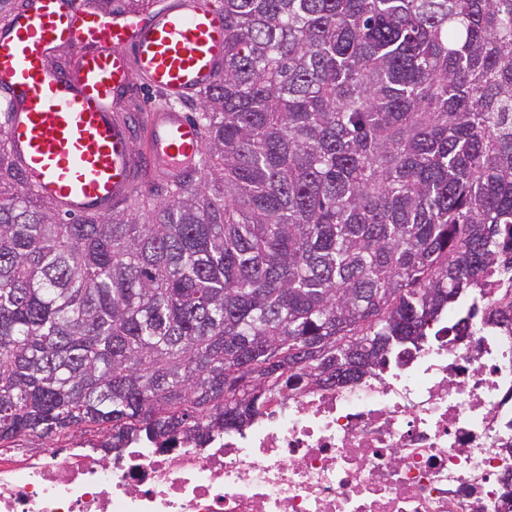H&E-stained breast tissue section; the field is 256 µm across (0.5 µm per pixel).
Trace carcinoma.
I'll return each instance as SVG.
<instances>
[{
  "mask_svg": "<svg viewBox=\"0 0 512 512\" xmlns=\"http://www.w3.org/2000/svg\"><path fill=\"white\" fill-rule=\"evenodd\" d=\"M222 5L193 185L64 214L0 107L1 442L205 444L419 347L494 261L512 280V0Z\"/></svg>",
  "mask_w": 512,
  "mask_h": 512,
  "instance_id": "carcinoma-1",
  "label": "carcinoma"
}]
</instances>
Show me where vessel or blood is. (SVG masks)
<instances>
[{"instance_id": "vessel-or-blood-1", "label": "vessel or blood", "mask_w": 512, "mask_h": 512, "mask_svg": "<svg viewBox=\"0 0 512 512\" xmlns=\"http://www.w3.org/2000/svg\"><path fill=\"white\" fill-rule=\"evenodd\" d=\"M68 46L79 53L59 66ZM223 61L218 0H162L115 16L76 0H23L0 21L7 148L40 196L75 215L108 213L154 179L193 181L204 145L182 105L216 80ZM141 90L160 102L138 129L127 110Z\"/></svg>"}]
</instances>
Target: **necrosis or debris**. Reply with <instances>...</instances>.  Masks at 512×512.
<instances>
[{
	"label": "necrosis or debris",
	"mask_w": 512,
	"mask_h": 512,
	"mask_svg": "<svg viewBox=\"0 0 512 512\" xmlns=\"http://www.w3.org/2000/svg\"><path fill=\"white\" fill-rule=\"evenodd\" d=\"M452 324L203 446L0 442V512H512V325Z\"/></svg>",
	"instance_id": "obj_1"
}]
</instances>
